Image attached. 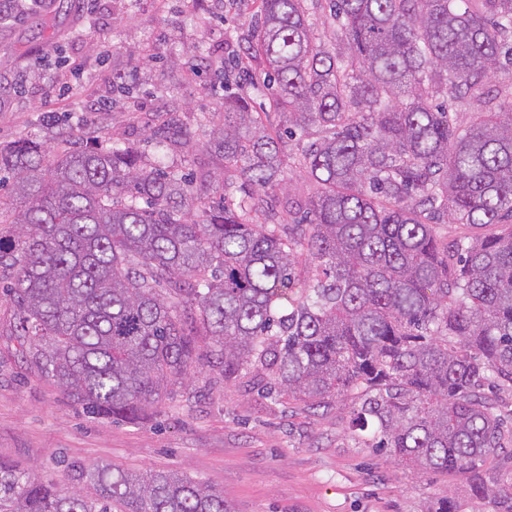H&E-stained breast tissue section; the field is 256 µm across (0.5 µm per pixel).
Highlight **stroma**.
<instances>
[{"instance_id":"1","label":"stroma","mask_w":512,"mask_h":512,"mask_svg":"<svg viewBox=\"0 0 512 512\" xmlns=\"http://www.w3.org/2000/svg\"><path fill=\"white\" fill-rule=\"evenodd\" d=\"M259 0H15L0 23V145L29 138H119L150 150L177 118L193 150L169 169L211 191L218 160L202 113L224 109L213 69L247 40ZM205 55L210 67L199 66ZM135 87L120 93L121 74ZM14 304L0 290V459L41 479L79 486L77 466L176 471L222 490L234 512H423L461 492L459 473H414L345 434L352 399L304 411L260 396L248 379L194 374L133 424L87 416L41 377L12 336Z\"/></svg>"}]
</instances>
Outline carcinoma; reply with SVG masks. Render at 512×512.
I'll use <instances>...</instances> for the list:
<instances>
[{"label": "carcinoma", "mask_w": 512, "mask_h": 512, "mask_svg": "<svg viewBox=\"0 0 512 512\" xmlns=\"http://www.w3.org/2000/svg\"><path fill=\"white\" fill-rule=\"evenodd\" d=\"M245 53L267 67V128L246 94H224L207 149L215 180L249 190L208 204L164 152L21 141L0 148L25 207L0 204V274L31 363L87 413L140 423L196 369L310 412L357 393L348 434L412 471L467 475L466 494L425 512H512V98L482 79L512 65V0H260ZM339 29L320 37L311 17ZM482 106L467 127L438 97ZM320 128L296 168L318 187L283 227L265 198L288 188L295 130ZM265 211L253 223L250 213ZM505 224L469 242L434 224ZM88 497L0 459V512H233L224 492L175 472L80 468Z\"/></svg>", "instance_id": "carcinoma-1"}]
</instances>
